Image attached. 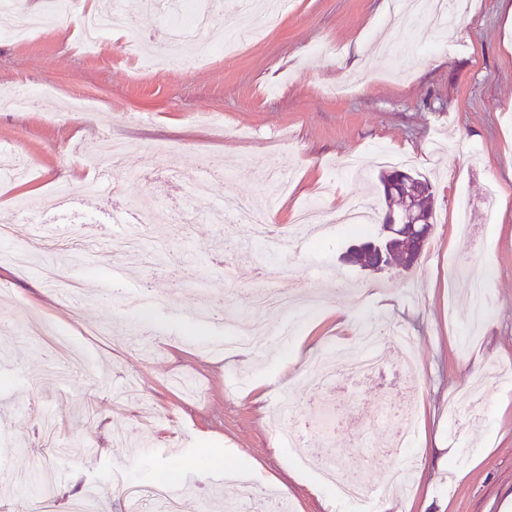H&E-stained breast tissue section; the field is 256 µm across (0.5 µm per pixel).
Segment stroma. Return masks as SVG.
<instances>
[{
  "label": "stroma",
  "mask_w": 512,
  "mask_h": 512,
  "mask_svg": "<svg viewBox=\"0 0 512 512\" xmlns=\"http://www.w3.org/2000/svg\"><path fill=\"white\" fill-rule=\"evenodd\" d=\"M137 45L105 36L96 56L78 42L87 6L70 0L31 42L0 30V95L36 90L29 107L0 111V158L29 169L0 177V508L30 512L29 484L55 475V512L92 494L99 512H123L124 484L180 487L186 512H338L352 504L299 468L300 451L278 435L295 413L302 439L363 482L391 479L415 462L396 495L410 512H506L512 506V41L502 0H460L445 25L406 15L401 0H288L262 41L240 56L174 59L156 12L121 0ZM152 67H142L146 53ZM348 82L344 98L330 88ZM99 90L94 111L75 114L73 94ZM124 142L116 171L123 194L82 191L86 152ZM429 179L432 235L404 271L360 270L341 259L354 230L325 223L294 249L285 226L306 205L325 214L362 197L381 224L376 152ZM208 179L205 192L178 176ZM69 189L66 202L21 217L27 195ZM250 198L270 241L247 225L226 228L227 196ZM170 210L149 238L154 259L114 279L115 262L71 261L77 242L107 243L114 210ZM67 235L35 239L30 224ZM28 253L25 271L8 257ZM57 264L82 289L60 303L42 269ZM232 278H225V264ZM298 291L276 316L256 358L230 359L225 339L248 333L250 295L266 282ZM483 283L487 315L469 333L466 302ZM132 294L152 296L126 308ZM209 303L205 321L193 310ZM355 329L398 324L414 338L418 370L402 402L403 357L377 348L376 375L316 390L312 360L353 342ZM52 333L30 339L29 320ZM289 327L281 338V327ZM407 407L418 421L410 447L394 444L385 415ZM53 418L62 444L95 442L77 457L42 443Z\"/></svg>",
  "instance_id": "stroma-1"
}]
</instances>
